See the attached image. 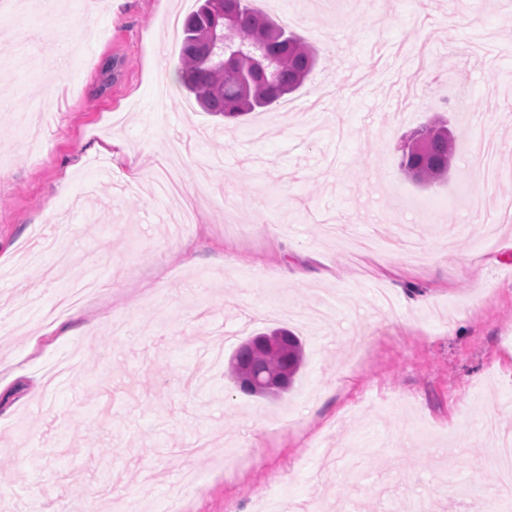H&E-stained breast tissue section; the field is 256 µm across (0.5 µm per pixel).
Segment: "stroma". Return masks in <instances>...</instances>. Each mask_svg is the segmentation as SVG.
<instances>
[{
  "label": "stroma",
  "mask_w": 512,
  "mask_h": 512,
  "mask_svg": "<svg viewBox=\"0 0 512 512\" xmlns=\"http://www.w3.org/2000/svg\"><path fill=\"white\" fill-rule=\"evenodd\" d=\"M196 7L0 0V512H171L181 488L185 512H459L497 486L486 416L512 433V0H265L319 62L296 111L228 123L178 82ZM437 114L459 150L423 188L397 146ZM480 136L491 182L463 152ZM174 141L179 227L153 192ZM77 281L96 299L47 322ZM273 327L304 365L245 395L228 357Z\"/></svg>",
  "instance_id": "obj_1"
}]
</instances>
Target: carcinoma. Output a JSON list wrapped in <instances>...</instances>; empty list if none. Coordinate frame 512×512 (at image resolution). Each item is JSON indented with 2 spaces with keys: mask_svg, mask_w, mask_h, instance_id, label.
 <instances>
[{
  "mask_svg": "<svg viewBox=\"0 0 512 512\" xmlns=\"http://www.w3.org/2000/svg\"><path fill=\"white\" fill-rule=\"evenodd\" d=\"M185 19L181 46V87L203 108L226 121L262 109L285 98L283 88L293 92L312 72L316 48L298 34H288L272 17L249 6L248 0H198ZM234 21L237 40L232 50L212 41L222 21ZM224 55V66L217 57ZM454 140L448 126L435 120L411 134L399 147L403 174L432 183L448 176ZM282 346L263 347V334L239 345L229 359L228 376L237 381L246 373L266 379L288 373L293 380L303 362L297 336L277 329Z\"/></svg>",
  "mask_w": 512,
  "mask_h": 512,
  "instance_id": "carcinoma-1",
  "label": "carcinoma"
}]
</instances>
